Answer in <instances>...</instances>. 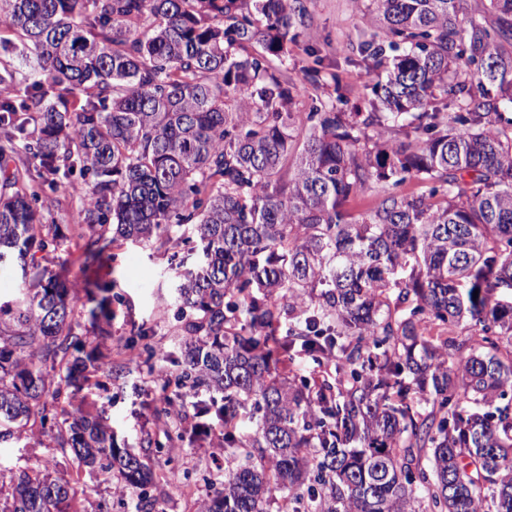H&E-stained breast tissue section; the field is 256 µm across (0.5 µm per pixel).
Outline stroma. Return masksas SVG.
Wrapping results in <instances>:
<instances>
[{"label":"stroma","mask_w":512,"mask_h":512,"mask_svg":"<svg viewBox=\"0 0 512 512\" xmlns=\"http://www.w3.org/2000/svg\"><path fill=\"white\" fill-rule=\"evenodd\" d=\"M304 4L309 28L285 55L270 57V65L287 71L301 110L340 93L342 111H368L375 76L351 63L350 56L370 31L371 0ZM82 245L64 223L54 242L32 250L29 258L68 283L85 352L122 366L123 374L117 379L108 372H94L81 387L62 385L45 415L32 417L20 435L0 443V469L11 475L45 468L69 480L77 501L94 512H134L136 498L120 492L116 472L89 470L52 440L76 409L101 410L116 445L133 449L152 465L154 482L146 494L156 500V512H200L222 480L231 455L217 438L200 445L179 441V431L191 429L199 420L196 401L166 405L155 383L156 376L176 374L170 359L178 350L170 329L182 315L176 299L177 272L180 265H193L196 253L188 244L173 252L154 240L127 243L119 248L116 261L88 267ZM102 298L111 319L112 334L107 338L93 335L90 324L89 312ZM168 406L182 415V422H166L163 410Z\"/></svg>","instance_id":"1"}]
</instances>
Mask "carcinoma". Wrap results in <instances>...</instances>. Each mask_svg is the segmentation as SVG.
I'll list each match as a JSON object with an SVG mask.
<instances>
[{"label":"carcinoma","instance_id":"cac0c4a2","mask_svg":"<svg viewBox=\"0 0 512 512\" xmlns=\"http://www.w3.org/2000/svg\"><path fill=\"white\" fill-rule=\"evenodd\" d=\"M373 0L356 47L367 112L296 108L286 53L302 0H0V265L54 236L44 186L83 196L84 262L111 245L194 242L176 386L252 408L224 425L245 462L201 512H512V0ZM36 66L18 77L13 56ZM90 176L80 185L75 173ZM426 192L382 195L371 182ZM53 223L46 224V215ZM74 298L32 267L0 308V439L79 382ZM469 317L475 332L448 328ZM304 349L334 382L299 378ZM54 441L123 488L153 482L78 410ZM0 512H68L46 470L4 481ZM388 189L401 191L403 193H420L426 190L423 184L415 180L408 181L400 187H391L384 183L372 182L368 188L352 202V206L357 210V212H361L373 204L380 194H382V191Z\"/></svg>","mask_w":512,"mask_h":512}]
</instances>
